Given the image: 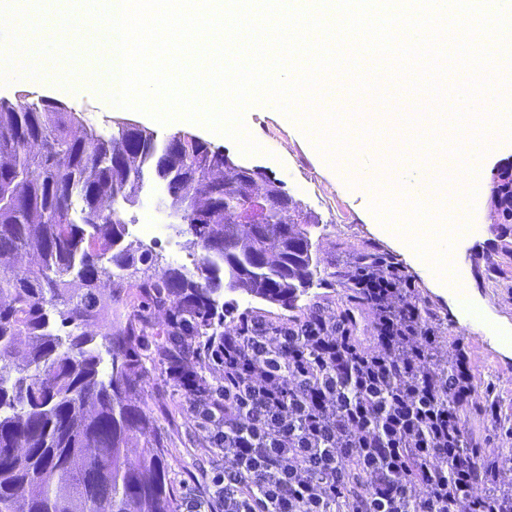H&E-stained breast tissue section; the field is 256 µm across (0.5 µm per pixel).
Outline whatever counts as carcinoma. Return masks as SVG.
<instances>
[{
  "mask_svg": "<svg viewBox=\"0 0 512 512\" xmlns=\"http://www.w3.org/2000/svg\"><path fill=\"white\" fill-rule=\"evenodd\" d=\"M19 112L0 100V512H174L157 438L139 461L125 451L149 428L130 396L143 372L149 309L166 335L190 326L220 342V298L243 290L290 305L317 274L308 228L281 208L283 184L262 177L263 224L241 210L253 184L207 142L139 128L74 134L79 112L37 95ZM162 190L202 257L160 267L125 243V205ZM191 196L206 199L195 209ZM492 200L512 218V173ZM25 364L11 367L19 339Z\"/></svg>",
  "mask_w": 512,
  "mask_h": 512,
  "instance_id": "1",
  "label": "carcinoma"
}]
</instances>
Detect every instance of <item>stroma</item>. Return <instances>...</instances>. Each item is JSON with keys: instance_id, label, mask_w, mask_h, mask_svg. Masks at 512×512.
Wrapping results in <instances>:
<instances>
[{"instance_id": "obj_1", "label": "stroma", "mask_w": 512, "mask_h": 512, "mask_svg": "<svg viewBox=\"0 0 512 512\" xmlns=\"http://www.w3.org/2000/svg\"><path fill=\"white\" fill-rule=\"evenodd\" d=\"M37 91L64 100L82 113L88 125L102 134L109 133L114 121L122 118L155 131L161 137L177 130L175 123L162 125L138 111L121 113L113 110L106 97L90 84L75 96L53 84L38 86ZM243 122L258 137L260 153L244 154L234 140L213 131L197 127L193 133L239 162L263 167L268 176L283 183L289 196L299 201L305 211L318 217V224L310 228L318 273L308 295L299 298L291 307L271 304L242 291L235 292L233 304L224 310L225 327H235L245 319L289 324L302 319L317 305L328 313H335L352 293L346 275L355 271L358 256L365 252L375 253L396 263L402 275L410 277L415 284L416 296L427 301L437 312L442 336L466 341L476 376L493 380V393L479 392L468 415L470 427L491 433V423L485 411L489 396H496L503 410L512 409V356L498 353L478 338L475 331L465 329L459 323L448 299L430 288L411 263L370 230L360 216L357 199L337 182L335 172L325 167L321 155L309 141L287 125L279 113L268 111L258 103L246 110ZM150 197V192H143L139 203L124 207L121 216L129 224L153 225L154 233L145 243L166 266L172 264V253L182 237L156 204L151 203ZM471 221L473 230L456 245L460 256L456 276L484 301L487 328L512 325V224L498 223L496 211L490 205L475 210ZM131 400L146 414L151 426L144 440L129 448V459H137L147 442L162 439L166 477L173 500H180L189 491L205 492L212 472L223 466L224 461L208 450L204 431L189 419L184 394L167 378L158 348H151L139 390Z\"/></svg>"}]
</instances>
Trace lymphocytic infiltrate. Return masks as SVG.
Instances as JSON below:
<instances>
[{"instance_id": "f902f5d3", "label": "lymphocytic infiltrate", "mask_w": 512, "mask_h": 512, "mask_svg": "<svg viewBox=\"0 0 512 512\" xmlns=\"http://www.w3.org/2000/svg\"><path fill=\"white\" fill-rule=\"evenodd\" d=\"M348 306L291 324L245 321L219 346L163 347L191 415L221 454L208 496L181 512H512V414L490 401L496 437L466 417L479 388L462 340L435 350L437 314L393 265L358 259ZM371 336L356 334V306ZM205 354L215 386L189 369Z\"/></svg>"}]
</instances>
